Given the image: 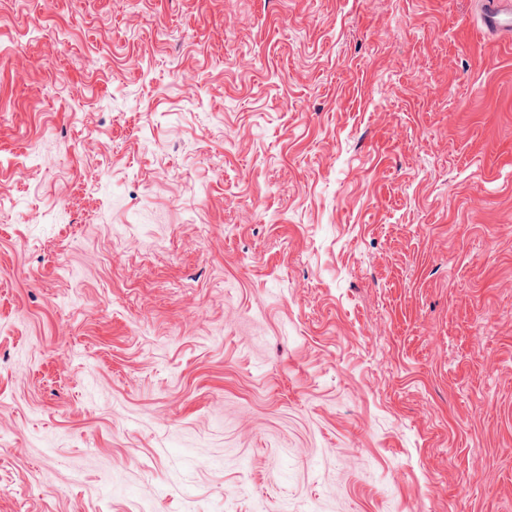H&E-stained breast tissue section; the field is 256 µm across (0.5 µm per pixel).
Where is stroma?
Segmentation results:
<instances>
[{"label":"stroma","mask_w":512,"mask_h":512,"mask_svg":"<svg viewBox=\"0 0 512 512\" xmlns=\"http://www.w3.org/2000/svg\"><path fill=\"white\" fill-rule=\"evenodd\" d=\"M480 10L0 0V512H512Z\"/></svg>","instance_id":"stroma-1"}]
</instances>
